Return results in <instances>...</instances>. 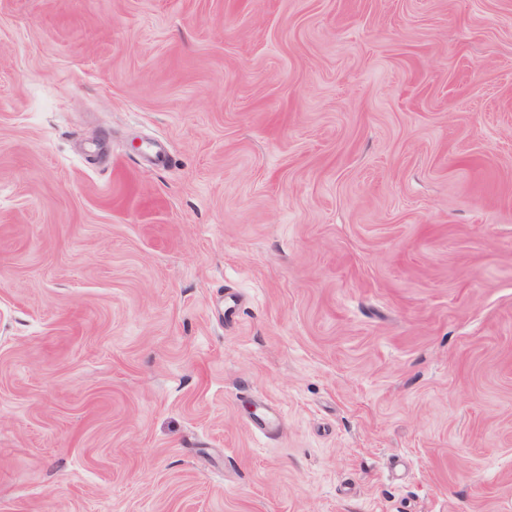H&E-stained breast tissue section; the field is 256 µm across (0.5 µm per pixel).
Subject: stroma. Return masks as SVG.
Listing matches in <instances>:
<instances>
[{
  "label": "stroma",
  "instance_id": "obj_1",
  "mask_svg": "<svg viewBox=\"0 0 512 512\" xmlns=\"http://www.w3.org/2000/svg\"><path fill=\"white\" fill-rule=\"evenodd\" d=\"M0 512H512V0H0Z\"/></svg>",
  "mask_w": 512,
  "mask_h": 512
}]
</instances>
